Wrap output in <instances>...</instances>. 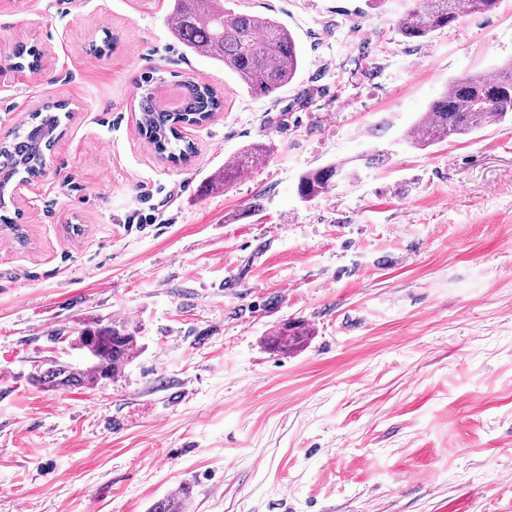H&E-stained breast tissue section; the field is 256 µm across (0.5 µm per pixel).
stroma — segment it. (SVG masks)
I'll use <instances>...</instances> for the list:
<instances>
[{
  "label": "stroma",
  "instance_id": "stroma-1",
  "mask_svg": "<svg viewBox=\"0 0 512 512\" xmlns=\"http://www.w3.org/2000/svg\"><path fill=\"white\" fill-rule=\"evenodd\" d=\"M241 2L302 49L269 98L183 51L170 0H0V137L67 104L13 197L25 241L0 225V512H149L184 485V512H512V124L406 140L449 79L512 60V0L422 43L410 0ZM21 44L39 71L11 68ZM153 71L224 94L187 160L139 133ZM112 317L142 327L114 379L31 381ZM287 321L306 336L272 348ZM266 150L262 145L255 144L239 155L235 156L228 164H224V169L214 173L209 177L206 188L216 189L225 186L228 182L235 179L242 171L251 168L264 160ZM342 173L343 168L337 165L310 170L300 178L298 193L304 199H313L325 194L334 186V180Z\"/></svg>",
  "mask_w": 512,
  "mask_h": 512
}]
</instances>
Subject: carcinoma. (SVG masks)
<instances>
[{
    "label": "carcinoma",
    "mask_w": 512,
    "mask_h": 512,
    "mask_svg": "<svg viewBox=\"0 0 512 512\" xmlns=\"http://www.w3.org/2000/svg\"><path fill=\"white\" fill-rule=\"evenodd\" d=\"M500 0H412L397 23L399 34L424 42L434 32L465 16L493 12ZM228 0H173L171 31L189 52L224 65L239 83L256 96L269 97L291 83L302 65V54L290 31L273 17L236 11L226 7ZM15 57L19 65L37 70L41 52L35 46L20 45ZM157 78L144 77L139 100L142 134L160 154L185 159L194 147L184 141L179 127L187 122L204 121L220 110L224 97L216 89L187 77L178 82L183 107L177 112L158 109L152 87ZM59 104H48L30 117L28 129L16 132L12 140L0 142V210L6 208L14 178H33L47 164L60 126ZM512 122V62L496 69L492 76L463 75L448 81V87L423 112L409 135V143L426 147L450 138L469 135L488 125ZM266 150L255 144L235 156L224 169L209 177L206 187L221 188L242 171L264 160ZM343 168L329 165L302 175L298 193L313 199L327 193ZM138 325L127 319H108L82 324L70 346L81 352L93 346L96 355L84 368L65 362H52L37 370L33 381L50 390L94 386L115 376L140 348ZM302 336L298 328L285 324L276 331L272 343L290 346Z\"/></svg>",
    "instance_id": "cac0c4a2"
}]
</instances>
